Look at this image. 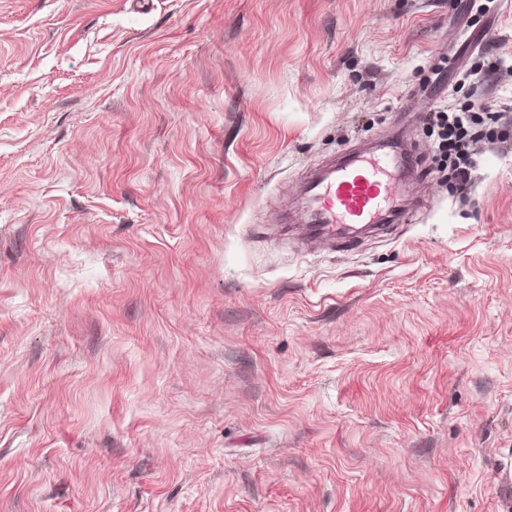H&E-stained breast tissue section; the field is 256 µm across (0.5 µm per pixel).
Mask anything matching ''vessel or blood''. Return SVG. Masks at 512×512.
<instances>
[{"instance_id": "1", "label": "vessel or blood", "mask_w": 512, "mask_h": 512, "mask_svg": "<svg viewBox=\"0 0 512 512\" xmlns=\"http://www.w3.org/2000/svg\"><path fill=\"white\" fill-rule=\"evenodd\" d=\"M416 164L415 155L394 146L353 151L303 183L300 225L312 239L349 242L361 227L411 221L404 172Z\"/></svg>"}]
</instances>
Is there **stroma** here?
<instances>
[{"label":"stroma","instance_id":"obj_1","mask_svg":"<svg viewBox=\"0 0 512 512\" xmlns=\"http://www.w3.org/2000/svg\"><path fill=\"white\" fill-rule=\"evenodd\" d=\"M498 59L512 0H0V512H512ZM392 139L413 222L303 250ZM431 115L434 126L440 129L439 149L448 157L451 178L460 189H464L470 183L472 169L469 142L466 140L468 132L465 128L468 116L465 113L453 115L446 112H434Z\"/></svg>","mask_w":512,"mask_h":512}]
</instances>
